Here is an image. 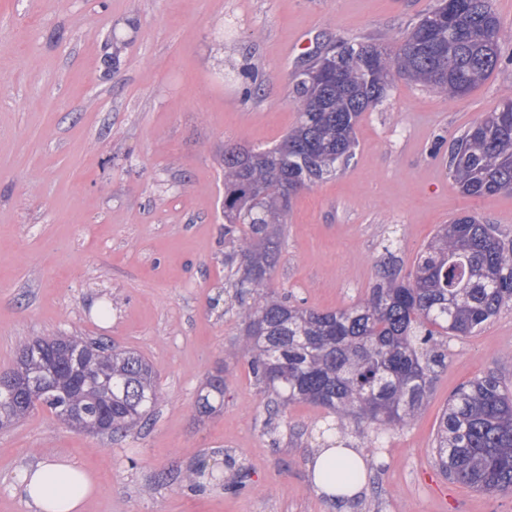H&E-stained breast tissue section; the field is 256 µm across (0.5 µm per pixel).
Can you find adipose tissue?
<instances>
[{
  "label": "adipose tissue",
  "mask_w": 512,
  "mask_h": 512,
  "mask_svg": "<svg viewBox=\"0 0 512 512\" xmlns=\"http://www.w3.org/2000/svg\"><path fill=\"white\" fill-rule=\"evenodd\" d=\"M347 454L344 448H321L315 452L309 469L319 494L338 501L354 498L365 489V478L354 482L341 480ZM327 465L333 470L334 481L321 479L320 471ZM95 489L96 482L87 470L62 459H48L25 468L12 486L29 512H84Z\"/></svg>",
  "instance_id": "obj_1"
}]
</instances>
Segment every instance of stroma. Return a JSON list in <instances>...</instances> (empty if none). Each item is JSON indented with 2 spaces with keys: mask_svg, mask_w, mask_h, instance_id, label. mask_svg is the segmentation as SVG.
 I'll use <instances>...</instances> for the list:
<instances>
[{
  "mask_svg": "<svg viewBox=\"0 0 512 512\" xmlns=\"http://www.w3.org/2000/svg\"><path fill=\"white\" fill-rule=\"evenodd\" d=\"M437 0H0V372L21 341L101 339L157 371L145 427L75 431L40 407L0 430V512H27L16 473L65 458L93 473L85 512H338L308 463L322 407L273 419L224 291V148L263 149L297 121L294 75L337 39L386 43ZM507 37L498 68L451 101L394 78L355 127L335 176L300 191L270 286L316 310L364 300L380 262L410 270L439 225L473 214L512 239V194L462 195L455 138L512 92V0H493ZM124 47L106 68L109 38ZM446 365L415 423L382 449L349 426L368 489L354 512H512V493L453 481L434 440L461 384L489 372L512 386V304L477 335L449 338ZM223 374L224 405L196 411ZM216 477L188 486L198 462Z\"/></svg>",
  "mask_w": 512,
  "mask_h": 512,
  "instance_id": "1",
  "label": "stroma"
}]
</instances>
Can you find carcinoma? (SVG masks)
<instances>
[{
	"label": "carcinoma",
	"instance_id": "cac0c4a2",
	"mask_svg": "<svg viewBox=\"0 0 512 512\" xmlns=\"http://www.w3.org/2000/svg\"><path fill=\"white\" fill-rule=\"evenodd\" d=\"M459 45L448 47V29ZM501 25L493 0H461L423 14L391 45L340 39L339 77L330 89L300 80L295 127L262 150L224 149V240L237 265L235 315L241 356L273 416L312 403L335 417L325 432L353 423L366 432L413 424L436 370L445 366L442 336H472L512 303V241L474 215L442 224L406 274L384 262L369 296L323 312L288 303L268 287L292 196L323 182L352 157L363 112L387 96L394 76L450 99L479 88L499 62ZM376 55V66L368 56ZM449 169L469 197L512 193V97L505 98L454 143ZM91 351L88 376L71 389L68 355ZM56 357L51 386L20 398L0 389V424L43 406L62 422L85 410L83 432L112 435L141 423L160 396L155 367L140 355L80 336H38L21 343L15 372L23 377ZM224 404V377H210L196 408ZM439 470L488 493L512 492V388L492 373L460 386L443 410L435 437Z\"/></svg>",
	"mask_w": 512,
	"mask_h": 512
}]
</instances>
